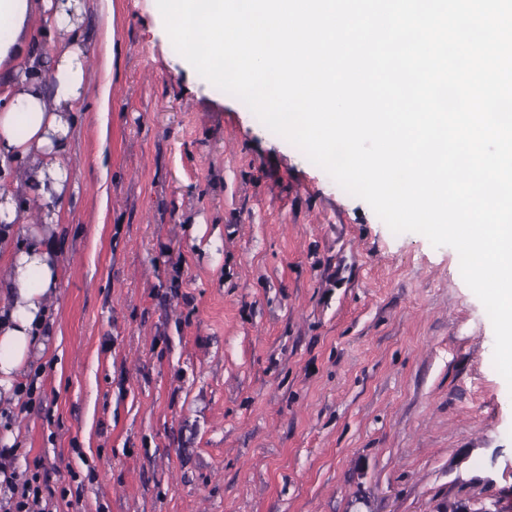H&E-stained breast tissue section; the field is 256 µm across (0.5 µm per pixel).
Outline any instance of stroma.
I'll use <instances>...</instances> for the list:
<instances>
[{"instance_id": "35a3bbf8", "label": "stroma", "mask_w": 512, "mask_h": 512, "mask_svg": "<svg viewBox=\"0 0 512 512\" xmlns=\"http://www.w3.org/2000/svg\"><path fill=\"white\" fill-rule=\"evenodd\" d=\"M62 278L0 439L60 512H512V387L457 252L89 0Z\"/></svg>"}]
</instances>
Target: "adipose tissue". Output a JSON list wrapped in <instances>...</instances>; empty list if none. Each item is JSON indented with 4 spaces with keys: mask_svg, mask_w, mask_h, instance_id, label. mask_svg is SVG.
<instances>
[{
    "mask_svg": "<svg viewBox=\"0 0 512 512\" xmlns=\"http://www.w3.org/2000/svg\"><path fill=\"white\" fill-rule=\"evenodd\" d=\"M80 0H0V392L11 393L39 343L62 272L45 236L79 190L68 163L90 79L76 37ZM44 201L41 227L17 218Z\"/></svg>",
    "mask_w": 512,
    "mask_h": 512,
    "instance_id": "adipose-tissue-1",
    "label": "adipose tissue"
}]
</instances>
